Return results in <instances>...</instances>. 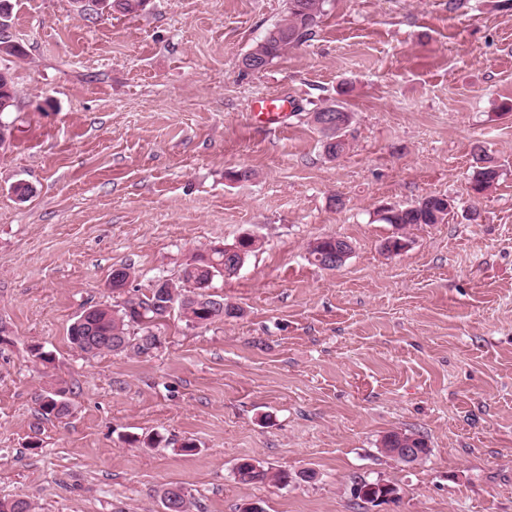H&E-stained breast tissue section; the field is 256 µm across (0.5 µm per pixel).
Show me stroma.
<instances>
[{"label": "stroma", "mask_w": 512, "mask_h": 512, "mask_svg": "<svg viewBox=\"0 0 512 512\" xmlns=\"http://www.w3.org/2000/svg\"><path fill=\"white\" fill-rule=\"evenodd\" d=\"M13 5L0 34L25 55H0L19 92L0 147V499L160 512L177 485L191 512H512V6L329 0L311 40L249 72L242 57L286 0L105 17L75 0ZM274 94L284 127L251 123ZM336 102L354 121L331 160L308 115ZM478 145L501 176L475 201ZM239 169L253 179H226ZM428 195L453 200L445 222L384 254L393 228L376 209ZM247 231L263 249L214 282L241 316L171 317L147 355L69 343L84 309L146 294ZM323 236L351 243L342 268L308 262ZM57 387L69 411L43 418ZM395 429L425 437L427 458L382 453ZM245 457L292 479L239 484ZM358 477L399 496L372 509Z\"/></svg>", "instance_id": "stroma-1"}]
</instances>
